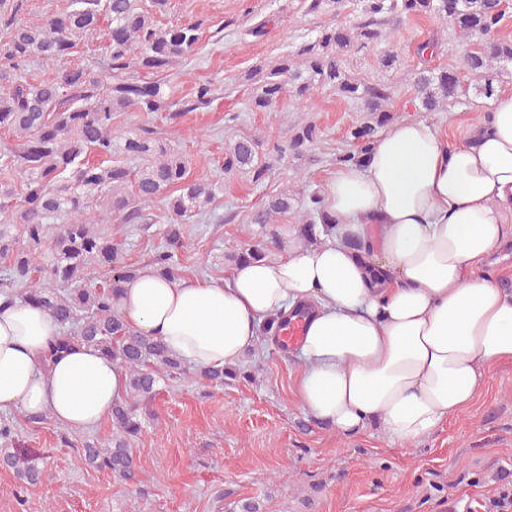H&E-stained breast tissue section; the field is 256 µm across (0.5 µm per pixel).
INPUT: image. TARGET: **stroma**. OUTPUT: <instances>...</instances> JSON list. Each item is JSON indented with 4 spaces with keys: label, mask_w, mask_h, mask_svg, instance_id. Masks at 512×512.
Returning a JSON list of instances; mask_svg holds the SVG:
<instances>
[{
    "label": "stroma",
    "mask_w": 512,
    "mask_h": 512,
    "mask_svg": "<svg viewBox=\"0 0 512 512\" xmlns=\"http://www.w3.org/2000/svg\"><path fill=\"white\" fill-rule=\"evenodd\" d=\"M165 18L205 22L198 53L172 67L182 90L211 81L229 93L174 121L161 113H117L114 135L153 125L188 156L192 177L213 179L223 174L229 138L256 134L282 143L307 121L324 132L315 149L276 164L264 185L241 176L227 180L211 211L185 225L176 257L187 275L224 280L229 252L266 244L273 234L297 227L293 213L274 224L252 223L267 195L294 183L308 193L322 190L349 148L351 129L363 119L358 105L330 90L285 100L274 113L245 111L244 76L256 63L292 50L317 26L349 28L356 16L349 9L337 16L308 15L298 0H170ZM260 22L264 36H249ZM451 31L433 16L407 19L391 42L400 58L397 69L380 72L375 55L360 53L347 55L345 66L358 78L383 75L394 89L393 112L412 118L413 84L421 69L416 46L433 33H447L431 66L456 65L461 48ZM230 113L237 121H227ZM422 116L452 145L484 118L476 95L469 104ZM95 212L124 240V259L132 265L150 261L163 243L158 233L115 223L104 205ZM236 368V377L206 397L190 372L160 383L151 418L132 443L135 476L127 482L81 464L74 452L83 442L109 439L111 422L66 431L53 423L35 428L17 417L21 447L43 457L45 472L40 483L25 487L12 470L0 467V512H240L249 500L263 512H483L487 498L512 484V361L487 370L467 409L405 446L372 426L346 439L304 414L292 393L293 347L263 344Z\"/></svg>",
    "instance_id": "stroma-1"
}]
</instances>
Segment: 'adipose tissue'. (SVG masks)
<instances>
[{
  "label": "adipose tissue",
  "mask_w": 512,
  "mask_h": 512,
  "mask_svg": "<svg viewBox=\"0 0 512 512\" xmlns=\"http://www.w3.org/2000/svg\"><path fill=\"white\" fill-rule=\"evenodd\" d=\"M456 145L405 119L323 188L334 220L309 244L202 283L142 267L113 307L185 365L221 368L261 344L269 319L303 312L295 395L344 437L372 424L409 445L468 406L485 372L512 360V290L481 273L512 246V90ZM45 309L0 306V412L98 427L128 394L118 362L74 342Z\"/></svg>",
  "instance_id": "1"
}]
</instances>
